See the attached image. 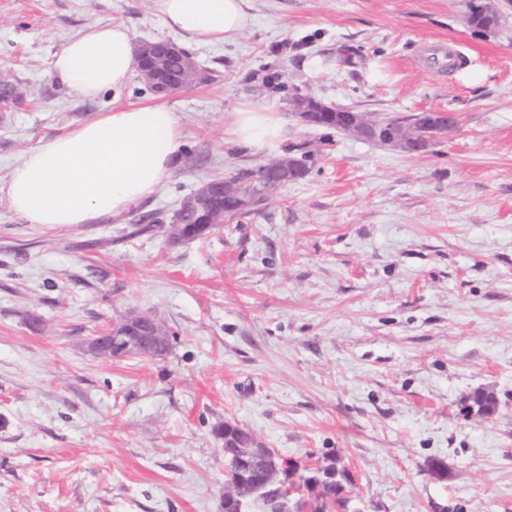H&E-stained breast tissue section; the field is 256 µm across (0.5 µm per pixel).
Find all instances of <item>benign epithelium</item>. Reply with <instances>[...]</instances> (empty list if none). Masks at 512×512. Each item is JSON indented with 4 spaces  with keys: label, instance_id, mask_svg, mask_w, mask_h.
Wrapping results in <instances>:
<instances>
[{
    "label": "benign epithelium",
    "instance_id": "1",
    "mask_svg": "<svg viewBox=\"0 0 512 512\" xmlns=\"http://www.w3.org/2000/svg\"><path fill=\"white\" fill-rule=\"evenodd\" d=\"M134 66L140 78L157 94H168L184 88L183 76L189 71L199 70L193 56L171 40L144 41L134 58ZM354 128L359 134H371L375 140L399 148L408 153L424 151L422 143L412 134L391 126L377 128L363 119L360 112L352 113ZM253 188L246 193H224L226 182L211 179L180 206L175 223L180 232L181 243L198 239L188 232V224H215L230 211L246 212L266 203L279 189L303 177L305 168L292 157L277 160L274 168L259 165L253 169ZM228 195L229 207L213 208L210 200L216 195ZM173 331L160 319L133 313L124 316L119 331L111 329L91 336L86 340L87 350L97 358H125L131 355L148 354L163 358L170 350ZM224 447L235 449L237 485L239 494L233 497L238 507H243L257 483H275L278 493L288 499L305 489L297 488L292 469L284 460L258 440L249 430L233 422H224Z\"/></svg>",
    "mask_w": 512,
    "mask_h": 512
}]
</instances>
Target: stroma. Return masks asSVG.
Segmentation results:
<instances>
[{
  "label": "stroma",
  "mask_w": 512,
  "mask_h": 512,
  "mask_svg": "<svg viewBox=\"0 0 512 512\" xmlns=\"http://www.w3.org/2000/svg\"><path fill=\"white\" fill-rule=\"evenodd\" d=\"M470 0H249L251 22L186 49L209 82L166 98L179 162L150 198L92 224H30L0 194V512H224L215 431L251 430L354 478L335 512H512V23ZM92 24L170 38L150 0H0V184L43 140L155 96L130 75L86 99L52 60ZM459 127L411 155L290 119L292 95ZM286 116L260 150L243 104ZM308 172L203 239L166 229L204 182L280 157ZM136 311L164 359L85 340ZM492 394L497 411H464ZM442 460L444 476L429 460ZM285 130L282 117L262 105L250 104L233 112L228 133L237 144L261 149L282 139Z\"/></svg>",
  "instance_id": "stroma-1"
}]
</instances>
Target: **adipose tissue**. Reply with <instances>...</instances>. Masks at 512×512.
Instances as JSON below:
<instances>
[{
	"label": "adipose tissue",
	"mask_w": 512,
	"mask_h": 512,
	"mask_svg": "<svg viewBox=\"0 0 512 512\" xmlns=\"http://www.w3.org/2000/svg\"><path fill=\"white\" fill-rule=\"evenodd\" d=\"M182 40L224 42L248 23L247 0H151ZM134 42L122 24L93 25L69 39L53 68L75 93L93 98L129 77ZM285 120L259 104L243 106L228 128L234 142L260 149L282 139ZM181 145L179 118L167 104L115 108L47 139L9 173L13 212L32 224H91L147 199L171 177Z\"/></svg>",
	"instance_id": "1"
}]
</instances>
